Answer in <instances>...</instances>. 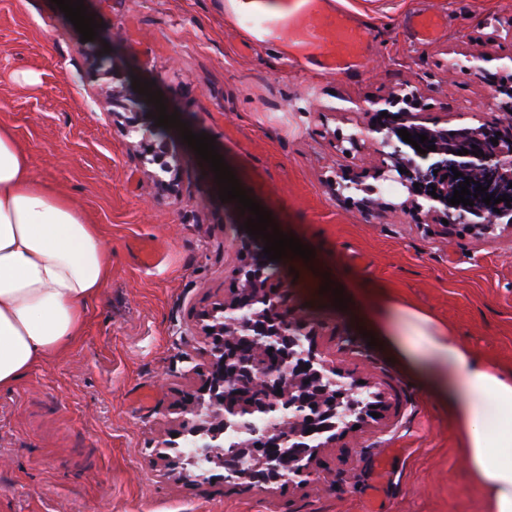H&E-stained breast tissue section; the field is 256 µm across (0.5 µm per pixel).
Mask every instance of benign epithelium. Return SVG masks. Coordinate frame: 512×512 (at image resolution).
I'll return each mask as SVG.
<instances>
[{
	"label": "benign epithelium",
	"instance_id": "7a95c632",
	"mask_svg": "<svg viewBox=\"0 0 512 512\" xmlns=\"http://www.w3.org/2000/svg\"><path fill=\"white\" fill-rule=\"evenodd\" d=\"M498 94V88L492 87L491 98L504 119L475 128H444L426 113L408 109L381 115L385 106L402 99L397 94L371 100L363 108L374 115L366 131L376 145L380 176L408 192L402 209L421 212L428 221L453 223L478 215L485 232L512 224V206L504 201L487 205L482 193L469 195L471 206L448 203L467 177L474 180L468 185L472 192L479 184L495 198L506 194L512 199V101H503ZM112 103L133 115L129 129L142 132L140 144L152 154V162L171 174L168 181L155 176L156 183L179 192L180 158L166 161L167 149L158 131L139 122L142 99L121 89L112 92ZM400 129L426 135L428 141L421 145L426 153L404 142ZM431 144L433 151L427 149ZM474 145L484 155L471 154ZM463 149L469 153L458 154ZM456 170L463 176L454 178ZM432 190L436 195H430ZM239 254L242 283L199 317L207 356L202 391L209 399H196L183 408L182 413L195 421L178 419L176 434L184 445L179 459L205 472L221 446L230 478L239 477L251 486L285 479L290 485H307L316 480L314 462L334 443L332 431L338 422H343L345 430L367 423L382 402L374 400L369 385L338 380L341 373L336 363L315 347L321 325L290 305L287 283L269 272L261 249L243 241Z\"/></svg>",
	"mask_w": 512,
	"mask_h": 512
}]
</instances>
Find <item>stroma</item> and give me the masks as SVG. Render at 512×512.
<instances>
[{
  "mask_svg": "<svg viewBox=\"0 0 512 512\" xmlns=\"http://www.w3.org/2000/svg\"><path fill=\"white\" fill-rule=\"evenodd\" d=\"M83 4L100 25L89 44L54 0H0V124L112 250L78 341L0 391V512H485L447 411L293 258L288 286L325 325L319 349L383 394L381 418L324 449L306 486L262 490L221 468L196 481L165 469L155 452L201 386L196 316L235 285L245 217L220 200L214 172L176 127L166 134L182 157L179 193L162 191L111 90L154 83L167 113L212 136L248 197L348 288L391 290L512 369V228L425 222L367 161L370 142L347 150L372 122L369 100L405 84L418 110L449 128L494 123L485 83L459 64L483 51L495 83L512 89V0H329L372 32L366 65L344 75L293 69L273 47L241 52L247 23L217 0ZM415 9L447 13L440 40L416 41L406 21ZM91 47L107 50L111 69L94 64ZM342 168L361 190L334 191Z\"/></svg>",
  "mask_w": 512,
  "mask_h": 512,
  "instance_id": "1",
  "label": "stroma"
}]
</instances>
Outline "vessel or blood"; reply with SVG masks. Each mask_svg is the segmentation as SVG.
<instances>
[{"instance_id": "1", "label": "vessel or blood", "mask_w": 512, "mask_h": 512, "mask_svg": "<svg viewBox=\"0 0 512 512\" xmlns=\"http://www.w3.org/2000/svg\"><path fill=\"white\" fill-rule=\"evenodd\" d=\"M241 17L248 21V47L280 43L291 65H309L335 73L360 68L369 48L367 31L353 25L340 11L324 13L322 0H241ZM409 26L421 42L441 36L446 16L439 11H416Z\"/></svg>"}]
</instances>
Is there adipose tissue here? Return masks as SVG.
<instances>
[{"label":"adipose tissue","instance_id":"adipose-tissue-1","mask_svg":"<svg viewBox=\"0 0 512 512\" xmlns=\"http://www.w3.org/2000/svg\"><path fill=\"white\" fill-rule=\"evenodd\" d=\"M112 254L81 207L34 172L0 124V389L82 334ZM359 325L448 413L469 485L486 512H512V370L391 293L352 294Z\"/></svg>","mask_w":512,"mask_h":512}]
</instances>
